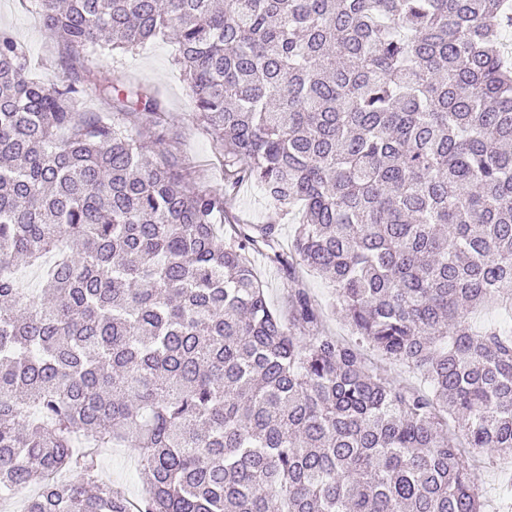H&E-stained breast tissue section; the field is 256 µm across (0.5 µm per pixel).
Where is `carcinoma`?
Returning <instances> with one entry per match:
<instances>
[{
  "instance_id": "obj_1",
  "label": "carcinoma",
  "mask_w": 512,
  "mask_h": 512,
  "mask_svg": "<svg viewBox=\"0 0 512 512\" xmlns=\"http://www.w3.org/2000/svg\"><path fill=\"white\" fill-rule=\"evenodd\" d=\"M70 60L177 46L226 187L298 219L224 234V194L127 126L156 92L48 85L0 30V498L25 512H482L512 451V0H38ZM96 97L107 112L85 107ZM328 281L357 336L252 262ZM41 269V288L17 270ZM420 387H395L365 349ZM133 448L135 502L99 449ZM474 461H470L471 472L486 511L496 512V506L506 508L500 499V491L506 479V474L512 473V456L506 458L488 459L484 454L474 453Z\"/></svg>"
}]
</instances>
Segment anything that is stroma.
Listing matches in <instances>:
<instances>
[{"mask_svg": "<svg viewBox=\"0 0 512 512\" xmlns=\"http://www.w3.org/2000/svg\"><path fill=\"white\" fill-rule=\"evenodd\" d=\"M0 29L9 32L27 54L30 75L53 84L64 80L67 70L64 51L44 29L36 14L28 12L21 0H0ZM173 43L153 41L130 52L101 53L86 51L84 63L94 68L105 82L115 80L126 84L151 87L160 97L165 111L160 125L143 127L150 138H163V147L184 163L190 177L200 188L214 189L224 185L222 157L212 132L198 120L192 91L176 65ZM224 215L238 224H275L282 242L293 236V220L266 198L254 182L244 184L224 202ZM258 269L273 303L281 312H288V289H306L319 305H327L332 296L328 282L301 271L288 276L286 271L258 261ZM101 464L113 485L130 498L142 495L143 477L137 464V454L131 448H106ZM475 485L482 496L487 512L500 505V491L505 477L512 473V456L491 459L475 455L471 463Z\"/></svg>", "mask_w": 512, "mask_h": 512, "instance_id": "stroma-1", "label": "stroma"}]
</instances>
